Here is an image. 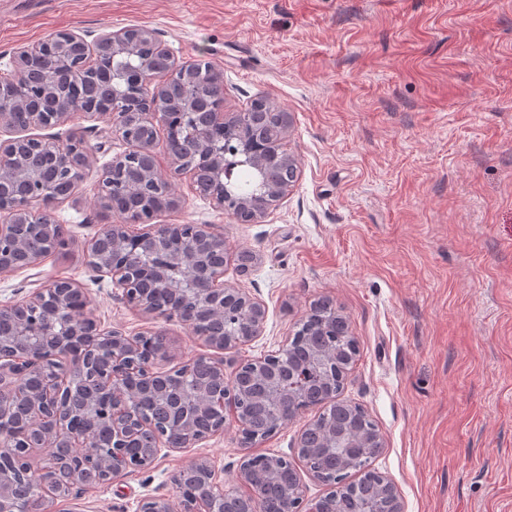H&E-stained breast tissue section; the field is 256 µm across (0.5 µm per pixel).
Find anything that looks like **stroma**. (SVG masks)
I'll list each match as a JSON object with an SVG mask.
<instances>
[{
    "instance_id": "obj_1",
    "label": "stroma",
    "mask_w": 512,
    "mask_h": 512,
    "mask_svg": "<svg viewBox=\"0 0 512 512\" xmlns=\"http://www.w3.org/2000/svg\"><path fill=\"white\" fill-rule=\"evenodd\" d=\"M155 32L175 62L224 77L225 113L266 97L288 112L283 148L298 161L288 195L238 223L158 166L180 199L160 224H213L230 253L225 283L267 307L261 336L223 351L226 371L277 350L311 303L329 300L360 352L341 399L362 407L385 446L371 467L405 512H512V0H0V72L23 46L65 30ZM39 136L83 137L97 152L75 195L46 208L64 254L0 274V305L71 278L102 327L161 329V370L210 355L186 325L149 319L93 280L87 246L117 218L98 171L125 149L102 117L76 112ZM234 418L156 466L88 491L78 512H138L207 457L225 487L246 451Z\"/></svg>"
}]
</instances>
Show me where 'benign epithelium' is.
Here are the masks:
<instances>
[{
    "label": "benign epithelium",
    "mask_w": 512,
    "mask_h": 512,
    "mask_svg": "<svg viewBox=\"0 0 512 512\" xmlns=\"http://www.w3.org/2000/svg\"><path fill=\"white\" fill-rule=\"evenodd\" d=\"M144 44L149 51L141 55L139 65L124 69L110 67L103 88L84 89L78 79V67L96 59L100 48H107L112 63L136 53ZM48 51L53 56L51 71L33 78L19 106L28 111V128H54L64 124L71 114L99 109L98 115L124 131L126 149L107 163L100 172L97 190L103 206L110 205L104 185L112 173L136 171L140 177L128 180L127 193L139 195L151 183L165 181L155 161L154 144L126 130L128 95L139 85L143 74L162 60L175 73L181 69L167 55L155 33L147 28H126L104 32L93 41L73 30H63L54 42H38L20 50L15 68L23 69L35 55ZM202 86L169 111L155 117L165 126L173 123L193 125L201 130L195 148L208 172V187L197 180V169L183 159L170 155L177 171L189 175L190 185L205 195L219 211L239 223H254L283 199L291 184L269 185L263 192L239 196L229 187L224 168V151H230L237 164L257 171L264 169L268 157L250 140L232 139L227 143L210 139L211 130L224 127L226 114L197 103L208 98L210 89H223V74L209 62L186 74ZM16 137L0 139V200H9V222L0 224V273L35 266L50 249L42 253L27 248L24 228L36 224L48 241L56 240L59 225L33 210L35 180L43 173L30 163L29 154L51 149L49 159L54 173L68 172L81 178L82 171L94 159V148L74 134L60 145L38 135H19L14 113L0 112V130ZM153 215L141 210L130 214L129 221L142 225L131 232L126 224H107L88 244L91 272L97 281L106 278L118 290L117 297L131 310L153 319L193 322L198 312L214 322L227 320L223 331L203 337L210 347L224 351L255 341L267 317L266 306L249 292L224 283V265H214L210 253L222 251L224 234L212 224H154ZM146 247L149 254L163 253L167 265H144L135 253L127 251L130 241ZM182 274L185 288L171 285L167 270ZM166 293L170 303L158 308L154 295ZM89 294L79 282L65 278L46 285L20 300L1 305L13 316L15 324L0 331V456L13 458L14 466L39 475L42 480L30 486L26 495L18 490L14 471L0 469V512H26L19 505L22 497L39 504L35 512H60L57 505L74 500L81 491L108 485L122 476L153 467L161 449L180 452L224 432L225 413L232 411L242 442L253 439L250 416L241 405L245 395L244 364L232 375L224 374V360L200 356L180 367L182 389L178 399L170 397L166 384L168 372L156 369L166 357V333L147 329L136 336L101 327L88 315ZM320 340L313 344L300 366L288 372L287 352L295 343L289 337L275 351L252 359L270 371L264 379L261 397L268 413L271 433L288 426L311 405L329 406L320 418L298 434L295 455L249 453L240 463L238 481L244 490L224 488V481L210 463L198 458L179 471L174 479L172 497H148L139 512H228L231 500L243 512H261L264 493L274 488L279 494L280 512H321L320 504L333 503L331 512H339L349 494L351 472L358 458L344 455L340 469H327L308 452L312 441L324 448H359L361 457L371 458L384 447V438L374 426L351 437L336 431V408L362 415L363 409L336 397V386L344 385L354 357L345 342L336 335H348L345 317L327 308L318 314L314 326ZM50 359L66 362L63 372L52 373L45 364ZM136 448L134 458L127 449ZM42 453L40 465H33L35 451ZM302 464L312 480L324 491L314 497L306 494L301 476L289 472ZM377 493L366 502L369 512H404V503L396 484L386 475L373 474Z\"/></svg>",
    "instance_id": "1"
}]
</instances>
